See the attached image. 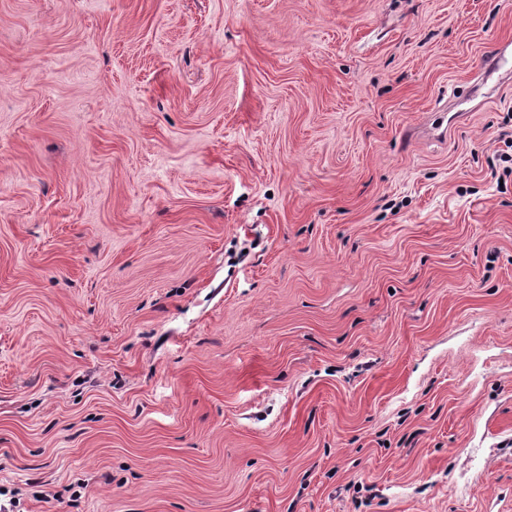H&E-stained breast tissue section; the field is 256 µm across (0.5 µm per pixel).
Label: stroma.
<instances>
[{
  "label": "stroma",
  "mask_w": 512,
  "mask_h": 512,
  "mask_svg": "<svg viewBox=\"0 0 512 512\" xmlns=\"http://www.w3.org/2000/svg\"><path fill=\"white\" fill-rule=\"evenodd\" d=\"M511 142L512 0H0V504L512 512Z\"/></svg>",
  "instance_id": "stroma-1"
}]
</instances>
